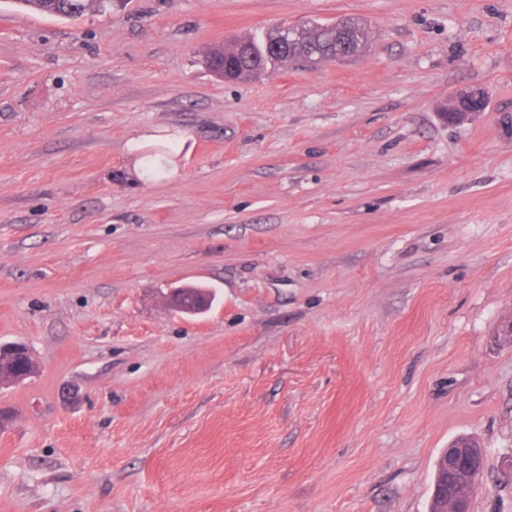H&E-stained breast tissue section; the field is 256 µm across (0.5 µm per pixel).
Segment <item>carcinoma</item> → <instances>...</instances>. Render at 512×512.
Returning <instances> with one entry per match:
<instances>
[{
  "label": "carcinoma",
  "mask_w": 512,
  "mask_h": 512,
  "mask_svg": "<svg viewBox=\"0 0 512 512\" xmlns=\"http://www.w3.org/2000/svg\"><path fill=\"white\" fill-rule=\"evenodd\" d=\"M20 9H32L65 19H78L92 11H100L98 0H13ZM367 24L358 18L343 17L325 23L312 20L299 26L291 41L280 40V29L273 28L259 36L238 40L229 50H215L206 61L209 68L224 79L251 77L267 66L297 61L312 66L336 60L342 54L356 58L368 47ZM205 295L199 288H184L177 304L193 309L198 297ZM35 373L32 354L23 350H5L0 354V383L15 384Z\"/></svg>",
  "instance_id": "cac0c4a2"
}]
</instances>
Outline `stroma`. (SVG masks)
I'll use <instances>...</instances> for the list:
<instances>
[{
  "label": "stroma",
  "mask_w": 512,
  "mask_h": 512,
  "mask_svg": "<svg viewBox=\"0 0 512 512\" xmlns=\"http://www.w3.org/2000/svg\"><path fill=\"white\" fill-rule=\"evenodd\" d=\"M342 16L353 61L205 65ZM509 321L512 0H0V512H429L462 435L512 512ZM100 0H13L17 8L32 9L65 19H78L84 14L102 12ZM14 348L20 350L9 351ZM23 348H27V346L19 342L1 346L2 350L9 349L0 354L1 385L15 384L35 373L36 367L32 354L28 350H21Z\"/></svg>",
  "instance_id": "stroma-1"
}]
</instances>
